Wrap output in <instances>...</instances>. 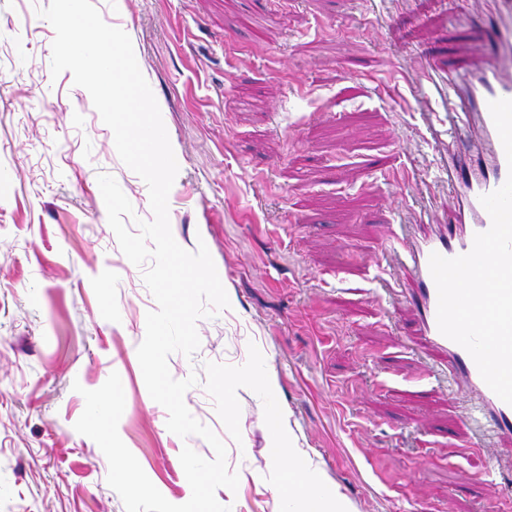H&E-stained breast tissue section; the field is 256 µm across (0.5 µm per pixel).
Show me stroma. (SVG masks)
Masks as SVG:
<instances>
[{
	"label": "stroma",
	"mask_w": 512,
	"mask_h": 512,
	"mask_svg": "<svg viewBox=\"0 0 512 512\" xmlns=\"http://www.w3.org/2000/svg\"><path fill=\"white\" fill-rule=\"evenodd\" d=\"M50 0H0V512H125L99 446L77 433L83 390L118 373V433L171 503L189 500L180 438L137 358L157 303L122 253L97 177L153 217L146 183L71 72L51 74ZM131 38L179 171L176 242L205 244L230 307L175 353L184 401L227 447L231 512H293L281 437L324 512H512L498 442L469 448L468 403L399 300L384 251L448 209L432 88L418 47L455 62L479 0H92ZM282 425L273 428V417Z\"/></svg>",
	"instance_id": "obj_1"
}]
</instances>
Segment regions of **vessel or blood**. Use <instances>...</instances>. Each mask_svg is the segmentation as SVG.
Here are the masks:
<instances>
[{
    "mask_svg": "<svg viewBox=\"0 0 512 512\" xmlns=\"http://www.w3.org/2000/svg\"><path fill=\"white\" fill-rule=\"evenodd\" d=\"M467 21L474 37L461 52L471 65L449 71L447 91L439 102L444 112L441 134L453 153L448 162L450 216L416 240L390 236L387 247L398 251L409 268L411 286L403 297L415 310L418 335L443 353L451 389L469 398L488 428L475 434L472 445L478 448L488 436L512 439V405L488 387L470 354L440 332L429 259L434 253L453 258L471 250L475 234L491 226L481 196L501 187L512 174L489 110L490 101L512 99V0H484L483 9Z\"/></svg>",
    "mask_w": 512,
    "mask_h": 512,
    "instance_id": "1",
    "label": "vessel or blood"
}]
</instances>
